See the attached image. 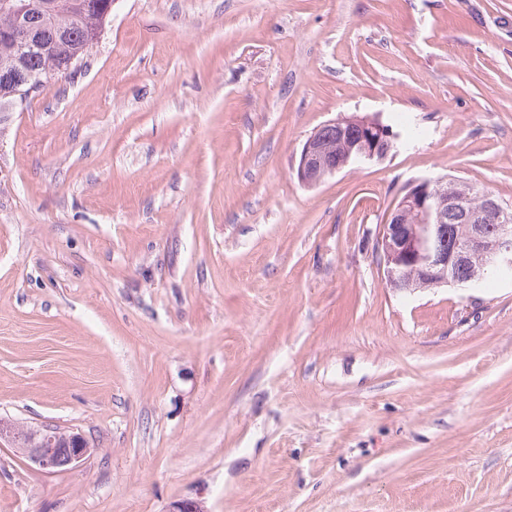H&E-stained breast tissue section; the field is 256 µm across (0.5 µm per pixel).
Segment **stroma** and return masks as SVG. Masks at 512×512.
<instances>
[{"label":"stroma","instance_id":"35a3bbf8","mask_svg":"<svg viewBox=\"0 0 512 512\" xmlns=\"http://www.w3.org/2000/svg\"><path fill=\"white\" fill-rule=\"evenodd\" d=\"M401 139L319 185L328 121ZM448 176L512 203V0H115L0 114V512H512V281L386 286L377 224ZM386 125V124H385ZM375 119L344 117L329 121L320 126L305 142L299 157L295 160L294 170L299 181L307 186H316L326 177L350 166L351 151L357 149L356 164H365L384 160L394 148L395 136ZM385 126V127H384ZM336 130L350 139H357L346 153L345 145L336 146L333 152L330 141L336 137ZM393 131V130H392ZM346 157L336 161V155ZM0 447H22L29 462L48 472L76 469L91 452L89 441L80 432L61 431L49 424L29 427L2 418Z\"/></svg>","mask_w":512,"mask_h":512}]
</instances>
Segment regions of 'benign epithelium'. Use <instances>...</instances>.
<instances>
[{
  "instance_id": "obj_1",
  "label": "benign epithelium",
  "mask_w": 512,
  "mask_h": 512,
  "mask_svg": "<svg viewBox=\"0 0 512 512\" xmlns=\"http://www.w3.org/2000/svg\"><path fill=\"white\" fill-rule=\"evenodd\" d=\"M53 3L34 0H0V14L9 22L0 28V38L13 43L18 57L41 39L28 21L32 11H54ZM5 84L18 88L23 103L34 93L48 88L54 77L27 72L22 64L0 74ZM341 133L354 140L355 156L336 159L332 135ZM395 136L384 125L361 117H344L320 126L305 142L294 170L299 181L316 186L326 177L350 166L384 160L394 148ZM473 191H448V177L423 179L409 187L377 225L375 258L382 278L399 292H413L419 283L458 290L476 287L485 275L512 269V206L487 192L481 193L484 207L474 215L470 208ZM414 217L415 223L403 220ZM466 225L453 243H448V218ZM480 266L472 265L474 258ZM0 447L22 448L29 462L41 470L58 472L80 467L91 452L80 432L62 431L45 424L29 427L0 419Z\"/></svg>"
}]
</instances>
